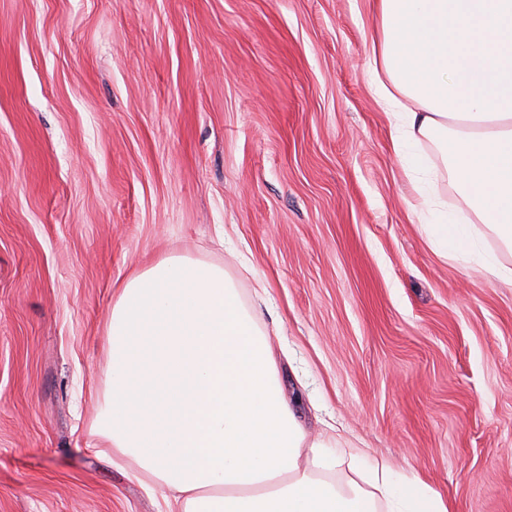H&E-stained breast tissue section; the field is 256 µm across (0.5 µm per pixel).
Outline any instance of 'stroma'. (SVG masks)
I'll list each match as a JSON object with an SVG mask.
<instances>
[{
    "mask_svg": "<svg viewBox=\"0 0 512 512\" xmlns=\"http://www.w3.org/2000/svg\"><path fill=\"white\" fill-rule=\"evenodd\" d=\"M368 0H0V512H164L100 455L118 288L224 268L329 475L512 512V284L439 256Z\"/></svg>",
    "mask_w": 512,
    "mask_h": 512,
    "instance_id": "obj_1",
    "label": "stroma"
}]
</instances>
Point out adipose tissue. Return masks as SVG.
Listing matches in <instances>:
<instances>
[{"label": "adipose tissue", "instance_id": "adipose-tissue-1", "mask_svg": "<svg viewBox=\"0 0 512 512\" xmlns=\"http://www.w3.org/2000/svg\"><path fill=\"white\" fill-rule=\"evenodd\" d=\"M367 71L393 150L422 182L444 257L512 282V0H374ZM434 147L475 215L437 208ZM110 375L96 431L115 461L167 491L169 512H449L420 480L376 461L367 486L324 472L335 435L311 437L283 394L267 335L223 268L171 256L120 288L107 326Z\"/></svg>", "mask_w": 512, "mask_h": 512}]
</instances>
